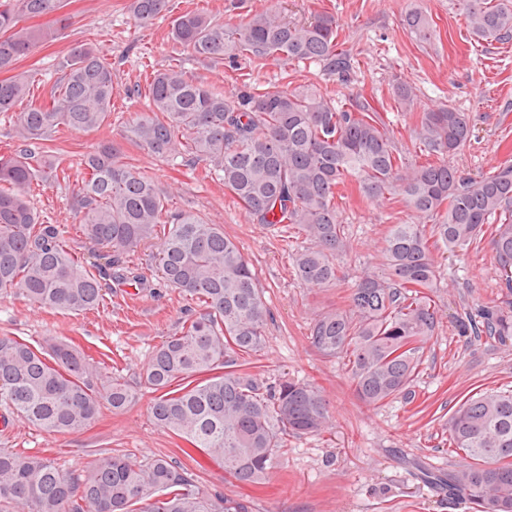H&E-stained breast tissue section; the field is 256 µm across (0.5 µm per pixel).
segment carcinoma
<instances>
[{
  "label": "carcinoma",
  "instance_id": "1",
  "mask_svg": "<svg viewBox=\"0 0 512 512\" xmlns=\"http://www.w3.org/2000/svg\"><path fill=\"white\" fill-rule=\"evenodd\" d=\"M66 0H0V114L15 113L25 148L0 154V295L22 297L41 310L74 316L102 304L101 261L121 269L157 244L158 278L190 297L179 333L150 355L143 372L155 393L154 422L207 456L237 482L266 480L286 453L288 437L330 428L327 400L313 384L283 379L265 384L245 369L265 344L270 311L237 243L220 224L179 210L161 182L144 175L121 145L100 142L80 159L74 212L81 235L103 249L75 256L68 226L33 207L34 187L55 183L70 168L47 144L64 127L90 134L112 115V64L92 44L73 47L59 62L60 80L48 104L30 101V82L18 63L59 38L69 24ZM466 25L479 42L512 37V0H463ZM132 21L147 28L169 13L168 0H130ZM418 43L432 38V19L413 9L404 17ZM168 53L175 64L155 70L146 88L129 94L134 113L121 137L146 153L193 166L203 162L258 224L299 230L307 245L293 254L296 277L310 288L341 282L337 257L347 251L336 199L355 187L377 201L388 195L408 219L390 224L383 239L384 273L365 274L349 288L347 304L321 314L312 346L346 360L350 386L367 406L410 393L422 356L435 335L434 294L440 273L429 240L462 259L481 249L484 226L501 293L475 303L460 331L512 338V153L488 174L462 176L448 156L470 144L469 115L450 106L411 111L415 92L393 86L397 107L409 112L418 162L396 145L394 132L369 104L336 106L313 83L274 90L245 82L234 95L189 75L178 57L255 67L309 62L347 82L349 55L339 49V24L328 11L304 24L276 11H255L222 22L204 6L169 22ZM138 393L104 358L64 337L34 343L0 336V406L48 435L77 433L102 408L120 413ZM448 442L469 463L428 480L488 512H512V391L486 390L467 398L448 418ZM11 512H250L243 501L168 455L142 461L100 452L79 470L38 453L0 450V507Z\"/></svg>",
  "mask_w": 512,
  "mask_h": 512
}]
</instances>
